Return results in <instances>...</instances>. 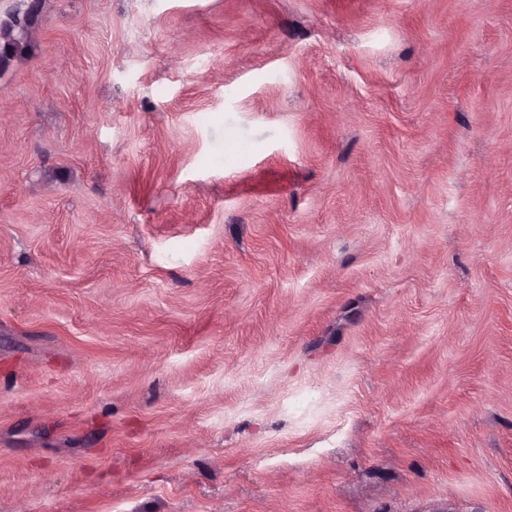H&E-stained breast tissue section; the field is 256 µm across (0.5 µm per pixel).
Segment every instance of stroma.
<instances>
[{
	"label": "stroma",
	"mask_w": 512,
	"mask_h": 512,
	"mask_svg": "<svg viewBox=\"0 0 512 512\" xmlns=\"http://www.w3.org/2000/svg\"><path fill=\"white\" fill-rule=\"evenodd\" d=\"M0 512H512V0H40Z\"/></svg>",
	"instance_id": "35a3bbf8"
}]
</instances>
